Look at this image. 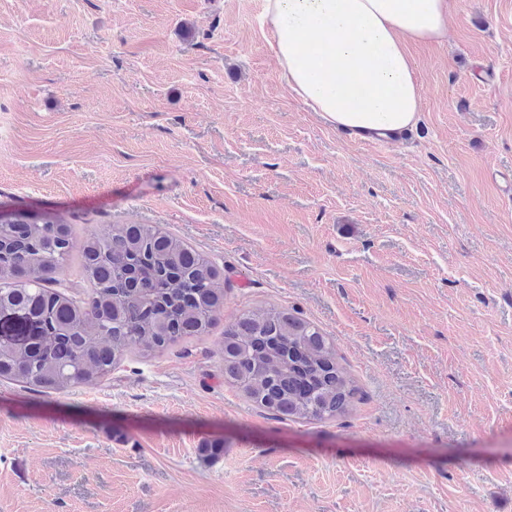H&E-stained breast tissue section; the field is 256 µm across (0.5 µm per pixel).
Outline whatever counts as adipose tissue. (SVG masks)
<instances>
[{
  "instance_id": "obj_1",
  "label": "adipose tissue",
  "mask_w": 512,
  "mask_h": 512,
  "mask_svg": "<svg viewBox=\"0 0 512 512\" xmlns=\"http://www.w3.org/2000/svg\"><path fill=\"white\" fill-rule=\"evenodd\" d=\"M451 0H264L263 20L289 91L359 140L397 139L422 97L407 40H439Z\"/></svg>"
}]
</instances>
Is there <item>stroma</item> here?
I'll list each match as a JSON object with an SVG mask.
<instances>
[{
    "label": "stroma",
    "mask_w": 512,
    "mask_h": 512,
    "mask_svg": "<svg viewBox=\"0 0 512 512\" xmlns=\"http://www.w3.org/2000/svg\"><path fill=\"white\" fill-rule=\"evenodd\" d=\"M263 7L0 0V209L224 270L209 335L61 393L0 380V512H512V0L411 43L421 122L376 148L289 93ZM267 307L334 342L349 413L225 383V323Z\"/></svg>",
    "instance_id": "obj_1"
}]
</instances>
